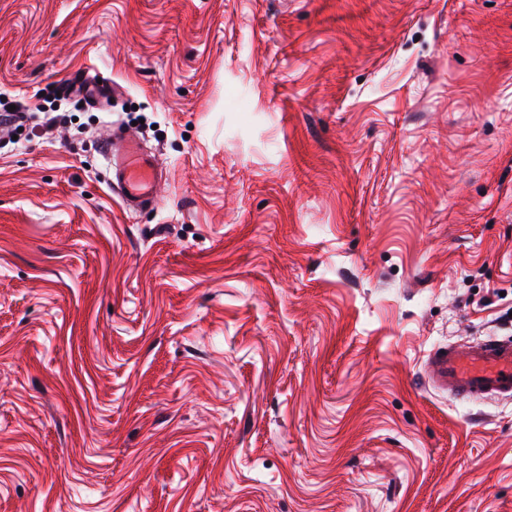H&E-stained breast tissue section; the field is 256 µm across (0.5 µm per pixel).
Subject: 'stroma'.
Wrapping results in <instances>:
<instances>
[{
    "instance_id": "35a3bbf8",
    "label": "stroma",
    "mask_w": 512,
    "mask_h": 512,
    "mask_svg": "<svg viewBox=\"0 0 512 512\" xmlns=\"http://www.w3.org/2000/svg\"><path fill=\"white\" fill-rule=\"evenodd\" d=\"M1 102L0 512H512V0H0ZM105 156L112 166V189L126 208L137 210L156 204L157 163L139 140L112 125L105 143ZM425 370L431 386L449 397L512 396V340L492 338L474 345L432 350Z\"/></svg>"
}]
</instances>
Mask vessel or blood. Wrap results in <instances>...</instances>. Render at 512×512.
<instances>
[{
    "label": "vessel or blood",
    "instance_id": "1",
    "mask_svg": "<svg viewBox=\"0 0 512 512\" xmlns=\"http://www.w3.org/2000/svg\"><path fill=\"white\" fill-rule=\"evenodd\" d=\"M105 156L112 166V188L126 208L155 205L157 163L141 148L139 140L119 127H111ZM425 370L431 386L452 397H511L512 339L438 347L428 354Z\"/></svg>",
    "mask_w": 512,
    "mask_h": 512
}]
</instances>
